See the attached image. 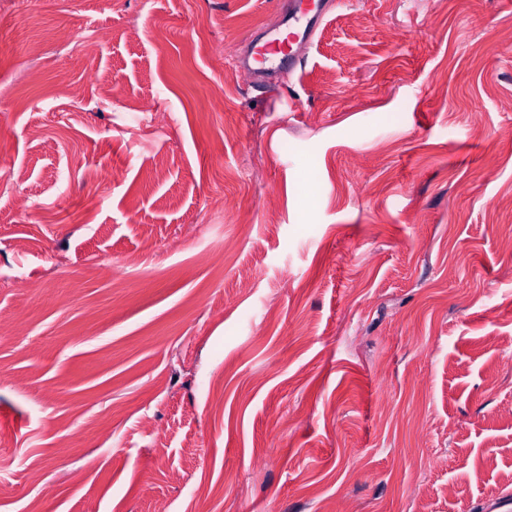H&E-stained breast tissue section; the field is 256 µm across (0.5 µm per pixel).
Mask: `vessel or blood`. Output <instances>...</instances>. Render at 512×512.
<instances>
[{"label": "vessel or blood", "mask_w": 512, "mask_h": 512, "mask_svg": "<svg viewBox=\"0 0 512 512\" xmlns=\"http://www.w3.org/2000/svg\"><path fill=\"white\" fill-rule=\"evenodd\" d=\"M334 7L333 0H280L275 27L261 32L249 51L236 59V70L247 75L253 88L272 89L281 70L303 66L306 49Z\"/></svg>", "instance_id": "obj_1"}]
</instances>
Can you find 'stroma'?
I'll use <instances>...</instances> for the list:
<instances>
[{
  "instance_id": "obj_1",
  "label": "stroma",
  "mask_w": 512,
  "mask_h": 512,
  "mask_svg": "<svg viewBox=\"0 0 512 512\" xmlns=\"http://www.w3.org/2000/svg\"><path fill=\"white\" fill-rule=\"evenodd\" d=\"M275 18L27 0L0 25V512L512 495V0H341L262 94L231 59Z\"/></svg>"
}]
</instances>
